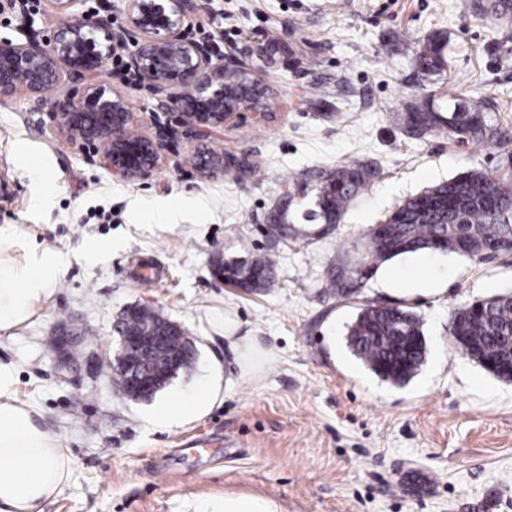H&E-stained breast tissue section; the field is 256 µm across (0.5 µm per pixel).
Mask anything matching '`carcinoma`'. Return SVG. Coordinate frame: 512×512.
Returning <instances> with one entry per match:
<instances>
[{"label":"carcinoma","mask_w":512,"mask_h":512,"mask_svg":"<svg viewBox=\"0 0 512 512\" xmlns=\"http://www.w3.org/2000/svg\"><path fill=\"white\" fill-rule=\"evenodd\" d=\"M420 70L429 73L442 69L441 48L428 44L417 55ZM448 113L412 108L407 113V130L424 134L442 130L462 140L498 137V129L486 116L470 109L458 96ZM376 169L366 163L344 162L329 170L316 193L309 220L317 222L319 233L325 234L339 224L352 198L375 177ZM292 199L282 200L270 215L274 245L261 255L242 261L224 258L227 284L238 286L242 263L250 264L246 291L260 292L275 287L279 254L276 245L284 239L303 236L292 221ZM383 223L392 225V234L384 237L373 226L367 238L356 248L347 263L328 274L329 288L341 298L357 292V283L376 261L433 250L443 237H448V251L457 239L470 242V253L487 252L490 241L500 243L499 253L508 254L512 240V182L494 179L479 169H470L441 182L397 205ZM457 336V344L470 356H482L505 366L512 361V295L492 296L487 307L476 313L474 303L466 304L451 316L449 322ZM350 350L375 375L393 385L409 382L422 366L426 341L418 314L405 305L381 302L363 304L355 320L347 327Z\"/></svg>","instance_id":"1"}]
</instances>
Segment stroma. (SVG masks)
<instances>
[{"label": "stroma", "mask_w": 512, "mask_h": 512, "mask_svg": "<svg viewBox=\"0 0 512 512\" xmlns=\"http://www.w3.org/2000/svg\"><path fill=\"white\" fill-rule=\"evenodd\" d=\"M32 13L0 0V39L46 36L58 17L47 0ZM483 0H196L189 34L223 51L249 50L254 78L273 92L268 116L214 133L210 147L248 157L234 178H200L198 150L174 145L150 179L122 182L52 130L26 100L0 102V228L60 257L53 295L13 334L0 361L17 370L16 395L35 402L70 455L68 480L43 512H191L227 493L273 501L278 512H512V382L459 352L448 333L465 303L512 293V256L469 259L420 252L379 264L359 294L338 298L328 272L344 264L371 225L403 200L471 168L512 175V17H482ZM439 39L445 64L424 73L417 56ZM486 111L503 142L459 141L441 130L409 136L411 106L447 112L450 94ZM41 160L45 175L32 171ZM378 174L325 237L279 249L275 288L248 293L215 277L216 259L259 253L273 206L295 214L336 164ZM49 197L45 207L36 193ZM189 198L174 224L136 204ZM161 277L135 281L141 265ZM439 291L410 290L418 274ZM409 306L427 355L405 386L375 376L349 350L346 328L363 301ZM145 304L179 324L196 364L162 392L217 391L206 412L157 424L156 399L120 396L112 374L89 370L111 349L129 306ZM76 353L59 364L58 332ZM248 338L244 358L230 338ZM422 491L403 490L411 475Z\"/></svg>", "instance_id": "obj_1"}]
</instances>
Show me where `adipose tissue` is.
<instances>
[{
    "instance_id": "obj_1",
    "label": "adipose tissue",
    "mask_w": 512,
    "mask_h": 512,
    "mask_svg": "<svg viewBox=\"0 0 512 512\" xmlns=\"http://www.w3.org/2000/svg\"><path fill=\"white\" fill-rule=\"evenodd\" d=\"M61 273L57 256L31 249L23 264L0 263V335L30 319L52 296ZM13 364L0 362V512H42L69 474L70 458L45 426L38 407L19 400ZM214 399L210 387L189 399L170 400L155 412L168 425L204 412Z\"/></svg>"
}]
</instances>
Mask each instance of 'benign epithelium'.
I'll use <instances>...</instances> for the list:
<instances>
[{
  "label": "benign epithelium",
  "mask_w": 512,
  "mask_h": 512,
  "mask_svg": "<svg viewBox=\"0 0 512 512\" xmlns=\"http://www.w3.org/2000/svg\"><path fill=\"white\" fill-rule=\"evenodd\" d=\"M81 0H49L51 12L68 21L50 30L45 40L27 37L0 40V101L21 97L32 109L50 105L51 127L81 149L112 177L137 182L167 166L166 151L180 138L202 140L268 106L270 91L254 78L245 61H233L240 79L226 81L224 52L213 42L188 37L195 0H126L125 25L112 27L100 15H76ZM136 50L127 71L157 102L154 131L134 135L133 112L125 96L110 84L95 80L106 63L125 51ZM240 171L224 153L203 154L197 173L203 178L222 177ZM170 336L157 325L134 331L118 330L112 353L95 355L92 367L105 359L115 376L127 383L117 386L126 398L155 391L169 370V358L145 370L143 353L166 339L184 344L189 336L177 324L160 318Z\"/></svg>",
  "instance_id": "1"
}]
</instances>
